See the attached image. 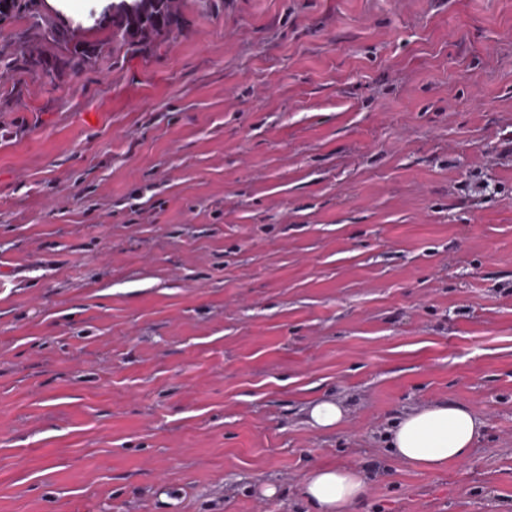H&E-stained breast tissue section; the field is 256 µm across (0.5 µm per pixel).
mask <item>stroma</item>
Segmentation results:
<instances>
[{
	"label": "stroma",
	"mask_w": 512,
	"mask_h": 512,
	"mask_svg": "<svg viewBox=\"0 0 512 512\" xmlns=\"http://www.w3.org/2000/svg\"><path fill=\"white\" fill-rule=\"evenodd\" d=\"M180 7L53 82L0 19V512H309L318 463L512 512V0ZM447 399L469 459L394 456ZM310 423L319 429L339 427L345 417L343 407L331 398H320L313 402L308 409ZM485 425L468 405L436 401L411 409L387 429L384 439L399 459L427 470H444L470 455Z\"/></svg>",
	"instance_id": "1"
}]
</instances>
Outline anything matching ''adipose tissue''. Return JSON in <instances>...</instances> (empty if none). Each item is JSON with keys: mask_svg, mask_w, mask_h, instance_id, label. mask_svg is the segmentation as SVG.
I'll return each mask as SVG.
<instances>
[{"mask_svg": "<svg viewBox=\"0 0 512 512\" xmlns=\"http://www.w3.org/2000/svg\"><path fill=\"white\" fill-rule=\"evenodd\" d=\"M485 425L468 405L440 400L411 409L387 429L384 438L393 454L427 470H444L465 461ZM367 490L365 474L341 466L320 465L303 480L302 493L317 512H347Z\"/></svg>", "mask_w": 512, "mask_h": 512, "instance_id": "adipose-tissue-1", "label": "adipose tissue"}]
</instances>
